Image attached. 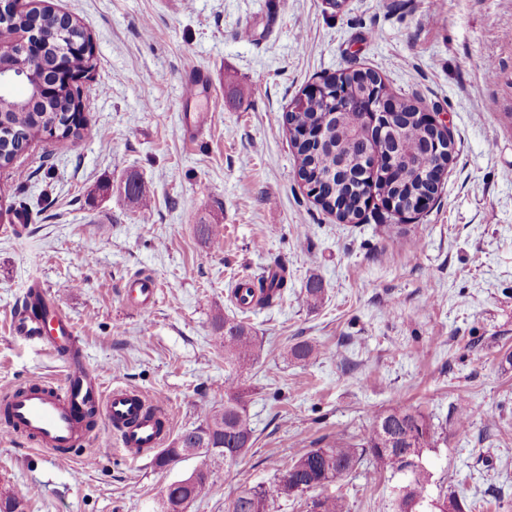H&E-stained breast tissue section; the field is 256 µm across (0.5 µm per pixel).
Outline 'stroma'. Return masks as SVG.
Segmentation results:
<instances>
[{
  "label": "stroma",
  "mask_w": 512,
  "mask_h": 512,
  "mask_svg": "<svg viewBox=\"0 0 512 512\" xmlns=\"http://www.w3.org/2000/svg\"><path fill=\"white\" fill-rule=\"evenodd\" d=\"M76 19L95 48L81 85L79 139L35 140L0 169V206H24V233L0 221V396L31 377L61 382L65 362L13 336L30 277L56 294L105 387L162 396L180 436L224 404L215 321L252 327L257 362L243 376L255 442L234 481L216 469L188 512H224L244 485L266 487L308 449L359 436L381 411L419 406L443 424L424 463L431 497L466 512H512V0H19ZM376 72L388 93L439 113L452 160L433 205L383 232L373 200L339 223L298 174L284 115L322 77ZM211 95L187 97L190 70ZM210 119L186 138L200 112ZM138 175L141 210L122 191ZM202 224H218L220 246ZM285 272L268 307L230 294ZM159 287L150 320L126 304L128 277ZM321 280L316 309L299 293ZM308 342L320 355L284 361ZM471 423L453 425L458 406ZM97 425L55 457L0 435V492L26 512H152L185 459H127ZM394 481L360 468L328 486L351 512H390Z\"/></svg>",
  "instance_id": "stroma-1"
}]
</instances>
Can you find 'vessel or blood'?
<instances>
[{
  "label": "vessel or blood",
  "instance_id": "b4317fda",
  "mask_svg": "<svg viewBox=\"0 0 512 512\" xmlns=\"http://www.w3.org/2000/svg\"><path fill=\"white\" fill-rule=\"evenodd\" d=\"M130 308L150 314L157 300L154 281L134 277L125 285ZM14 336L48 347L67 349L62 384L32 378L15 387L0 410L8 414L0 429L23 436L31 446L54 453L75 447L87 435L83 414L95 407L100 422L116 433V445L132 460H140L161 448L171 432L161 402L128 387L104 389L97 373L84 359L71 318L59 308L54 296L41 284H30L10 320Z\"/></svg>",
  "mask_w": 512,
  "mask_h": 512
}]
</instances>
